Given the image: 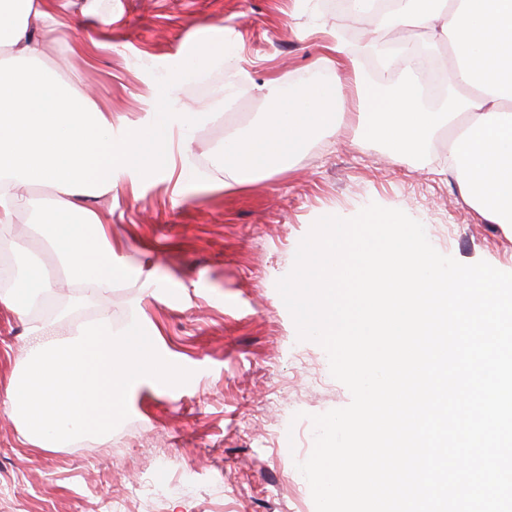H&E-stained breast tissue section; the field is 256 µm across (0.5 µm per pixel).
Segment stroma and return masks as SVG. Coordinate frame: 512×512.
Returning <instances> with one entry per match:
<instances>
[{"mask_svg": "<svg viewBox=\"0 0 512 512\" xmlns=\"http://www.w3.org/2000/svg\"><path fill=\"white\" fill-rule=\"evenodd\" d=\"M86 4L58 0L75 25L44 60L78 74L103 109L130 122L154 105V75L194 54L214 27L237 47L177 86L181 101L214 112L191 133L197 180L175 191L178 146L149 162L137 189H119L100 206L126 276L96 303L69 308L75 288L66 279L53 296L75 325L137 318L182 376L128 396L106 441L37 448L0 411V512H315L297 468L313 448L310 418L346 407L351 394L332 377L325 350L299 339L276 288L301 239L324 214L399 203L438 251L508 272L512 234L461 200L448 173L447 132L397 166L380 145L358 143L352 88L341 127L312 140L291 170L224 190V134L263 111L257 84L271 76L303 83L318 72L322 29L337 30L356 51L368 20L336 14L328 0H97L112 15V46L87 61L70 51L96 21ZM242 68L251 81H237ZM27 332V321L0 306V401L26 367Z\"/></svg>", "mask_w": 512, "mask_h": 512, "instance_id": "35a3bbf8", "label": "stroma"}]
</instances>
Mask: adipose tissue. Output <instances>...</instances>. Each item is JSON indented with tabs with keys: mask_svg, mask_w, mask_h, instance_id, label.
<instances>
[{
	"mask_svg": "<svg viewBox=\"0 0 512 512\" xmlns=\"http://www.w3.org/2000/svg\"><path fill=\"white\" fill-rule=\"evenodd\" d=\"M355 4L357 15L372 14L375 30L401 33L403 63L394 81L358 92V140L381 144L387 161L399 165L429 151L434 134L448 129V170L463 201L485 222L512 229V0H391L382 14L373 13L372 0ZM63 24L53 0H0V245L12 246L21 267L0 305L23 319L55 283L15 243L17 215H34L33 235L78 283L82 300L103 297L124 266L92 201L137 184L146 155L210 119V112L188 111L175 86L235 52L221 39L178 60L158 80L153 110L132 126L44 63ZM415 28L448 46L459 87L431 105L422 99ZM328 50L326 78L287 87L270 77L258 85L263 118L224 137L225 188L290 169L311 140L341 123L344 88L360 81L361 63L339 39ZM36 185L49 195L33 196ZM29 334L28 365L1 404L39 448L109 434L127 396L179 376L133 320L78 324L63 335L49 322L30 321Z\"/></svg>",
	"mask_w": 512,
	"mask_h": 512,
	"instance_id": "ef3b65f1",
	"label": "adipose tissue"
}]
</instances>
